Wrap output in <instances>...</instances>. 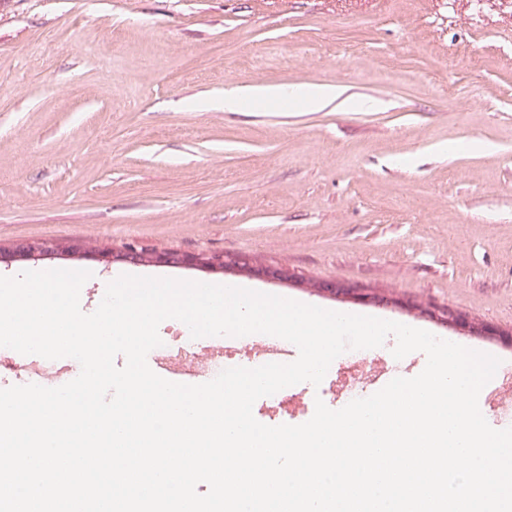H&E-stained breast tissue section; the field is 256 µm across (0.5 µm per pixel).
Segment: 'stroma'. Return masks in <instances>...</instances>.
<instances>
[{"label": "stroma", "instance_id": "stroma-1", "mask_svg": "<svg viewBox=\"0 0 512 512\" xmlns=\"http://www.w3.org/2000/svg\"><path fill=\"white\" fill-rule=\"evenodd\" d=\"M258 85L333 86L372 111L245 101ZM88 242L0 263L85 269L93 312L113 276L250 282L332 311L418 325L500 359L479 395L512 426V0H0V248ZM221 255L224 268L110 262ZM242 256L294 283L250 277ZM335 280L410 307L323 294ZM450 306L495 336L423 316ZM394 337L336 358L320 386L258 399L257 421L299 425L316 401L356 399L354 377H413ZM71 251L73 253L82 254L85 257L94 258L98 256V252L89 249L83 242H72L65 246L55 240L16 241L8 251L0 250V261L11 258H31L42 255L54 254L59 251Z\"/></svg>", "mask_w": 512, "mask_h": 512}]
</instances>
